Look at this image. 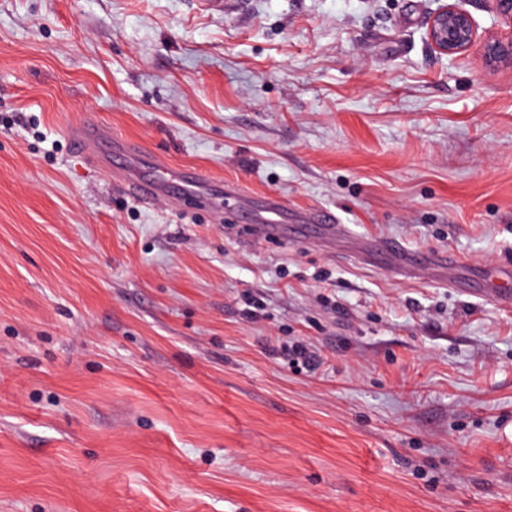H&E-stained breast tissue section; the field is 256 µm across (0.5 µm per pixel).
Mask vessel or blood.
<instances>
[{
	"label": "vessel or blood",
	"instance_id": "obj_1",
	"mask_svg": "<svg viewBox=\"0 0 512 512\" xmlns=\"http://www.w3.org/2000/svg\"><path fill=\"white\" fill-rule=\"evenodd\" d=\"M67 133L90 166L123 185L142 205L150 206L163 200L176 209L190 199L199 208L218 211L223 199L232 198L240 204L245 201L244 195L230 190L221 194L215 192L205 176L171 166L143 143L115 135L111 127L102 122H79L70 126ZM263 211L265 216L255 225V233L266 237L283 232L278 218L285 211L284 201L276 195L267 196Z\"/></svg>",
	"mask_w": 512,
	"mask_h": 512
}]
</instances>
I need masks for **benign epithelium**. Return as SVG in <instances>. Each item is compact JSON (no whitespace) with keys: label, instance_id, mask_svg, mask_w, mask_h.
Listing matches in <instances>:
<instances>
[{"label":"benign epithelium","instance_id":"7a95c632","mask_svg":"<svg viewBox=\"0 0 512 512\" xmlns=\"http://www.w3.org/2000/svg\"><path fill=\"white\" fill-rule=\"evenodd\" d=\"M466 0H442L430 12L426 39L442 57L456 59L479 46L484 67L489 71L512 69V0H490L496 21L483 31L463 7Z\"/></svg>","mask_w":512,"mask_h":512}]
</instances>
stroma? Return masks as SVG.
<instances>
[{
  "instance_id": "obj_1",
  "label": "stroma",
  "mask_w": 512,
  "mask_h": 512,
  "mask_svg": "<svg viewBox=\"0 0 512 512\" xmlns=\"http://www.w3.org/2000/svg\"><path fill=\"white\" fill-rule=\"evenodd\" d=\"M435 7L0 0V512H512V71L434 53ZM88 118L453 283L142 206ZM280 354L290 369L312 371L319 364L315 352L301 342L280 346Z\"/></svg>"
}]
</instances>
